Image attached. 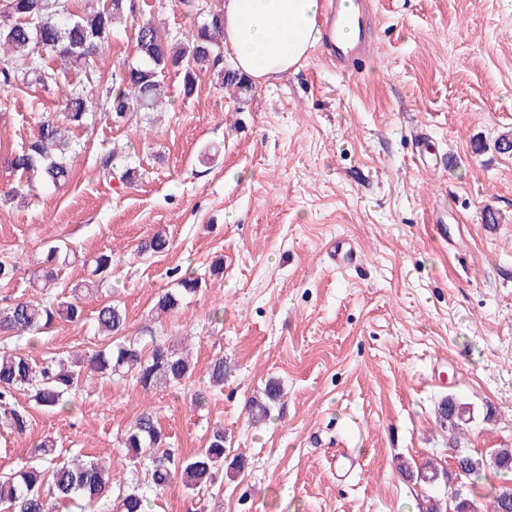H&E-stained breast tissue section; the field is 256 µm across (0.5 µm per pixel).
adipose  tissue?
<instances>
[{"mask_svg": "<svg viewBox=\"0 0 512 512\" xmlns=\"http://www.w3.org/2000/svg\"><path fill=\"white\" fill-rule=\"evenodd\" d=\"M224 46L259 86L297 70L326 40L324 0H223Z\"/></svg>", "mask_w": 512, "mask_h": 512, "instance_id": "adipose-tissue-1", "label": "adipose tissue"}]
</instances>
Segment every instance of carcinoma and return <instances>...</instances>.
<instances>
[{
    "instance_id": "1",
    "label": "carcinoma",
    "mask_w": 512,
    "mask_h": 512,
    "mask_svg": "<svg viewBox=\"0 0 512 512\" xmlns=\"http://www.w3.org/2000/svg\"><path fill=\"white\" fill-rule=\"evenodd\" d=\"M78 0H6L0 3V85L36 84L44 89L61 88L62 79L73 68L91 71L101 46L112 37L116 25L135 20L132 0H104L95 7L77 6ZM198 22L185 33H172L145 20L134 27L137 53L135 64L125 77L112 79L97 109L120 123L138 112H155L167 94L166 77L175 72L182 77L183 96L195 91L197 73L212 72L217 82L239 97L251 86L232 66L224 65V24L220 10L200 14L196 3L187 0ZM62 116L49 115L39 122L38 135L9 159L10 167L26 177L27 188L40 184L61 186L69 179L68 161L78 155L80 144L74 139L76 128L88 125L93 118L84 88L63 90ZM104 179H117L130 186L135 168L126 163L120 175L114 164H103ZM169 239L156 233L140 246L142 253H161ZM76 257L66 245L49 248L42 264L47 281H52L55 267ZM112 253L101 252L91 268V280L69 297H32L0 306V339L34 338L60 321L81 323L85 320L83 293L100 286L109 277ZM199 278L187 275L180 279L175 292L158 297L155 307L163 312L174 309L180 299L195 294ZM98 338L105 341L100 349H88L68 358L52 356L41 363L25 354L0 351V420L9 429L24 434L30 427L29 411L17 400L22 392L31 393L35 404L46 410H63L68 396L81 377L100 373L109 378L129 381L144 391L177 386L192 373L189 354L156 338L151 345L138 336L125 334L127 317L117 303L102 304L94 317ZM227 366L217 356L209 365L208 380L213 388L224 386ZM280 398L279 386L271 382L264 398L249 403V413L257 419L266 416L269 403ZM465 406L454 398L439 408L440 418L448 423L449 439L457 442L456 433L465 422ZM224 427L213 428L203 448L184 456L173 447L158 424L156 413L144 409L122 438V446L144 471L143 481L122 488L112 496V475L101 462L76 453L60 458L51 439L36 442L29 451V462L17 471L0 474V512H55L65 503L80 501L90 512H150L148 493L159 494L174 483L191 492L206 490L216 483L226 461ZM459 470L443 471L448 480L462 477L477 484L488 465L512 470V448H499L486 458L481 454L459 451ZM437 467L425 462L416 467V480L431 484L439 477ZM493 512H512V488H492ZM424 512H479L475 499L454 491L448 496L446 510L437 500H426Z\"/></svg>"
}]
</instances>
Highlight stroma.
Instances as JSON below:
<instances>
[{
	"label": "stroma",
	"mask_w": 512,
	"mask_h": 512,
	"mask_svg": "<svg viewBox=\"0 0 512 512\" xmlns=\"http://www.w3.org/2000/svg\"><path fill=\"white\" fill-rule=\"evenodd\" d=\"M373 11L369 70L343 75L319 46L242 99L208 71L182 99L169 74L163 111L127 124L100 115L76 131L82 149L63 186L0 200V258L19 266L0 301L35 295L50 246L79 255L56 295L108 251L112 277L85 297L87 314L118 303L129 335L151 329L193 363L181 387L148 392L82 377L64 411L20 395L31 425L22 435L0 426V472L49 437L63 455L111 459L113 487L127 486L137 473L121 438L150 408L184 454L219 423L228 458L247 463L200 496L174 484L153 512H419L455 488L475 495L460 480L416 483L404 468L425 458L449 467L437 417L449 398L471 412L461 447L512 448V0H373ZM135 57L132 31H117L94 75L67 81L101 95ZM60 105L57 90L0 89V191L19 179L8 158ZM421 128L437 156L428 165L412 157ZM112 153L134 160L132 187L101 178ZM160 230L169 249L139 253ZM341 239L361 264L327 258ZM185 274L199 291L156 316L158 295ZM94 344L92 323L62 322L13 346L39 361ZM217 354L230 372L214 390ZM270 380L283 396L250 424L247 403Z\"/></svg>",
	"instance_id": "obj_1"
}]
</instances>
